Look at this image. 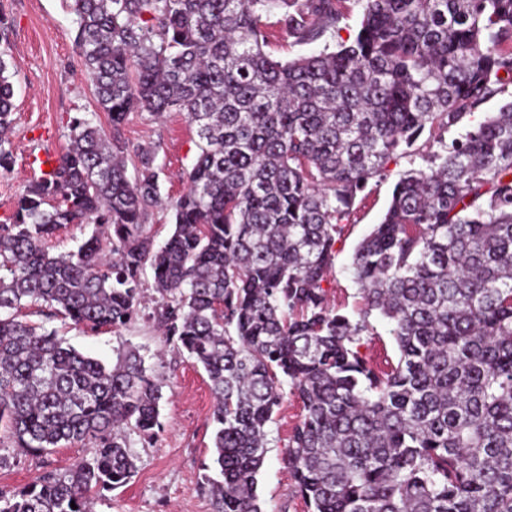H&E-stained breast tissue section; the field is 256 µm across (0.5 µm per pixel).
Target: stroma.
<instances>
[{
    "label": "stroma",
    "instance_id": "stroma-1",
    "mask_svg": "<svg viewBox=\"0 0 512 512\" xmlns=\"http://www.w3.org/2000/svg\"><path fill=\"white\" fill-rule=\"evenodd\" d=\"M1 11L13 21V31L8 41L0 40V50L7 51L14 72L15 160L9 170H0V222L11 215L26 185L41 175L40 170L30 169L31 158L44 152L56 156L65 153L70 116L97 109L95 90L84 77L74 45L73 17L65 10L63 0H0ZM122 134L131 148L158 149L156 163L161 170L165 203L152 209L149 222L155 246H163L173 232L168 204L186 189L185 174L197 154L195 131L182 112L166 113L159 120L145 112H133ZM437 148L433 132L424 131L408 153L396 155L387 163L385 177L370 182L357 198L335 245V267L323 283L331 303L341 312L353 313L359 302L349 272L355 246L379 222L399 178L408 170L426 168L427 153ZM143 295L139 315L117 331L108 327L91 331L61 316L48 320L34 307L23 309L20 317L56 331L79 352L108 365L115 363L118 350L137 349L166 379L161 427L156 436L146 442L136 433L127 435L136 457L135 476L125 486L95 498L91 512H212L204 490L207 478L216 474L210 382L203 369L187 356L165 348L163 330L154 317L156 293L147 285ZM301 413L300 402L285 397L269 427L272 443L258 482L264 512H307L282 462L288 436ZM87 453L86 444L75 443L48 454H33L16 447L0 430V457L6 460L0 466V493L12 495L50 470L65 474Z\"/></svg>",
    "mask_w": 512,
    "mask_h": 512
}]
</instances>
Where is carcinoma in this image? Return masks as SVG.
<instances>
[{"label": "carcinoma", "instance_id": "1", "mask_svg": "<svg viewBox=\"0 0 512 512\" xmlns=\"http://www.w3.org/2000/svg\"><path fill=\"white\" fill-rule=\"evenodd\" d=\"M64 2L110 130L71 116L69 149L0 224V427L35 453L91 448L0 493V512H90L91 492L136 473L124 430L155 434L160 375L134 349L109 367L16 312L119 329L148 267L169 341L214 395L213 512H263L287 392L303 413L282 460L307 512H512V100L394 185L353 254V314L322 287L341 222L387 160L512 85V0H362L350 42L289 60L264 50L265 19L310 45L339 30L344 0ZM12 78L0 51L1 170ZM134 111L184 112L198 137L160 248L155 153L121 134ZM66 224L93 230L53 254ZM375 317L398 354L382 371L362 351ZM147 224H151L155 247L163 246L173 232L172 212L165 206L154 207Z\"/></svg>", "mask_w": 512, "mask_h": 512}]
</instances>
